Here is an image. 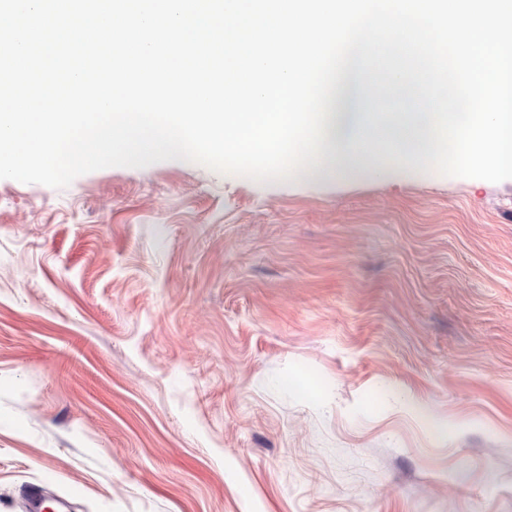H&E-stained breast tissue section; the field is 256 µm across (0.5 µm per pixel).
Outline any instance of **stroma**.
<instances>
[{
	"label": "stroma",
	"instance_id": "1",
	"mask_svg": "<svg viewBox=\"0 0 512 512\" xmlns=\"http://www.w3.org/2000/svg\"><path fill=\"white\" fill-rule=\"evenodd\" d=\"M0 179V512H512V179Z\"/></svg>",
	"mask_w": 512,
	"mask_h": 512
}]
</instances>
